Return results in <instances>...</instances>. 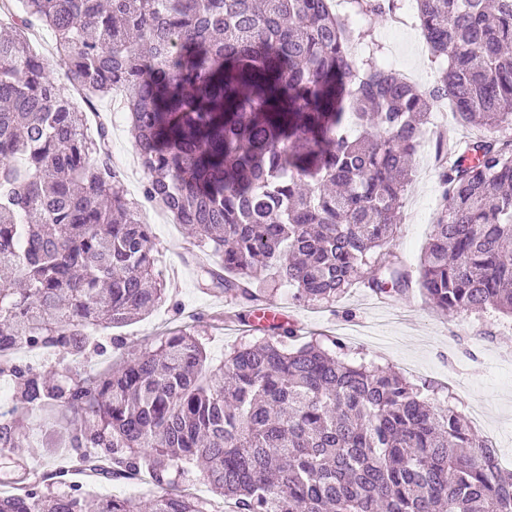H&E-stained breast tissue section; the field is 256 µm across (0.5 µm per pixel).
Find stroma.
<instances>
[{"mask_svg":"<svg viewBox=\"0 0 512 512\" xmlns=\"http://www.w3.org/2000/svg\"><path fill=\"white\" fill-rule=\"evenodd\" d=\"M362 47L375 51L377 59H391L397 71L410 72L416 85L434 81L438 65L421 34L415 4L397 15L372 16L358 30ZM100 109L111 127V148L123 152L127 162L120 170L129 197L141 196L142 171L132 164L136 156L126 112L117 111L112 100ZM441 205L439 177L426 175L414 164L412 181L403 197L401 221L390 243L410 272H418L433 231L432 214ZM150 225L157 269L170 291V302L123 328L124 353L112 351L94 357L93 366L106 367L120 355H135L148 348L159 335L193 323L199 324L202 342L212 361L223 360L231 348L255 341L253 331H225V317L241 307L221 295L202 292L196 281V263L203 252L182 225L159 208L142 211ZM260 287L281 305L289 321L301 329L303 340L335 336L345 343L350 360L392 366L411 381L447 387L472 428L496 443L503 467L512 469V320L495 313L462 314L449 318L436 312L419 286L394 297L392 306L372 307L362 287L349 289L326 307L301 303L291 286L264 277ZM70 427L67 419H35L26 448L21 451L40 476H51L58 458L45 443L54 430Z\"/></svg>","mask_w":512,"mask_h":512,"instance_id":"obj_1","label":"stroma"}]
</instances>
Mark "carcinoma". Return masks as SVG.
<instances>
[{"label": "carcinoma", "instance_id": "1", "mask_svg": "<svg viewBox=\"0 0 512 512\" xmlns=\"http://www.w3.org/2000/svg\"><path fill=\"white\" fill-rule=\"evenodd\" d=\"M332 0H0V415L13 460L0 512H212L181 489L197 465L232 512H512V470L448 400L391 367L337 356L335 336L297 347L272 320L216 366L185 327L141 354L85 369L101 333L168 300L150 225L109 164L108 127L85 112L120 92L142 196L220 257L201 277L250 304L271 272L295 298L351 287L403 294L388 248L434 109L512 128V0H416L438 73L418 89L353 60ZM393 13L397 0H350ZM54 37L61 92L34 35ZM444 208L418 283L448 316L512 318V138L449 146ZM41 349L62 368L22 365ZM71 418L53 445L115 482L146 474L147 499L61 494L14 460L35 415Z\"/></svg>", "mask_w": 512, "mask_h": 512}]
</instances>
